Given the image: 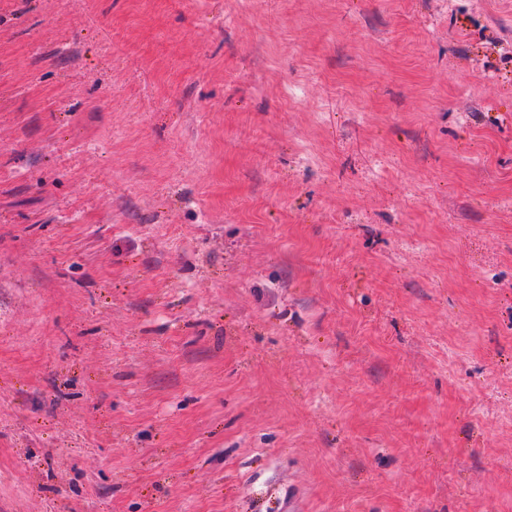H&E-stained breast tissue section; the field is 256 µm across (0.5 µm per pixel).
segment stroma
Returning <instances> with one entry per match:
<instances>
[{"instance_id": "obj_1", "label": "stroma", "mask_w": 512, "mask_h": 512, "mask_svg": "<svg viewBox=\"0 0 512 512\" xmlns=\"http://www.w3.org/2000/svg\"><path fill=\"white\" fill-rule=\"evenodd\" d=\"M0 512H512V0H0Z\"/></svg>"}]
</instances>
